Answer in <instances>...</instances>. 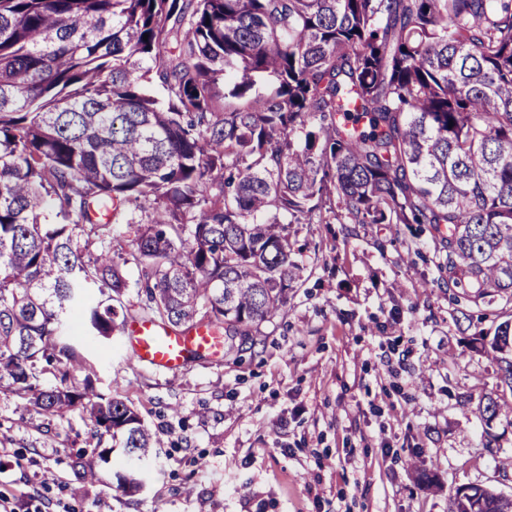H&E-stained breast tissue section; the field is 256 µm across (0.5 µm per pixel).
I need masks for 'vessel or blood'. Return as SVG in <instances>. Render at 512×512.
<instances>
[{"label":"vessel or blood","mask_w":512,"mask_h":512,"mask_svg":"<svg viewBox=\"0 0 512 512\" xmlns=\"http://www.w3.org/2000/svg\"><path fill=\"white\" fill-rule=\"evenodd\" d=\"M131 358L161 373H177L199 357H216L224 351V338L204 325L181 330L155 321H133L126 329Z\"/></svg>","instance_id":"obj_1"}]
</instances>
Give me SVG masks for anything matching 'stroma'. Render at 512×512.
Returning a JSON list of instances; mask_svg holds the SVG:
<instances>
[{"instance_id":"obj_1","label":"stroma","mask_w":512,"mask_h":512,"mask_svg":"<svg viewBox=\"0 0 512 512\" xmlns=\"http://www.w3.org/2000/svg\"><path fill=\"white\" fill-rule=\"evenodd\" d=\"M296 279L283 310L222 359L178 374L131 360L124 338L94 344L95 385L119 389L154 434L144 488H69L96 444L84 415L34 420L0 391V492L46 512H448L475 484L512 496V425L485 431L499 390L473 349L507 304L460 307L436 285L424 224H296Z\"/></svg>"}]
</instances>
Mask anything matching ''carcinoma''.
Here are the masks:
<instances>
[{
  "label": "carcinoma",
  "mask_w": 512,
  "mask_h": 512,
  "mask_svg": "<svg viewBox=\"0 0 512 512\" xmlns=\"http://www.w3.org/2000/svg\"><path fill=\"white\" fill-rule=\"evenodd\" d=\"M324 211L428 224L442 283L512 301V0H0V391L110 436L73 495L137 493L155 452L132 404L96 390L76 324L112 342L134 286L142 319L252 336L287 303L289 226ZM489 348L512 393V314ZM478 409L512 419L503 394ZM449 499L512 512L476 485Z\"/></svg>",
  "instance_id": "cac0c4a2"
}]
</instances>
